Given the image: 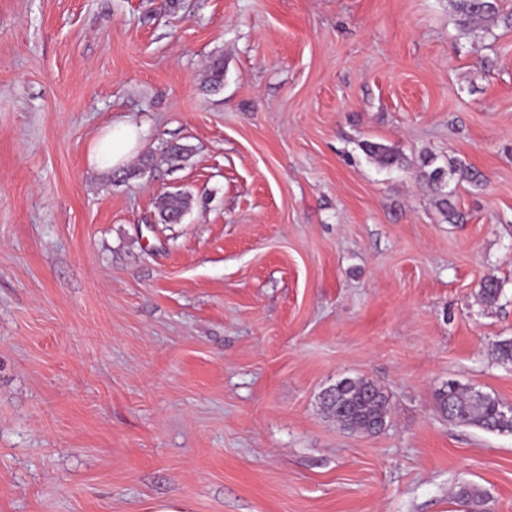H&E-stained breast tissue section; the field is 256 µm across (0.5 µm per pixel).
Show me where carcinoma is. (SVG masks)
Instances as JSON below:
<instances>
[{"mask_svg":"<svg viewBox=\"0 0 512 512\" xmlns=\"http://www.w3.org/2000/svg\"><path fill=\"white\" fill-rule=\"evenodd\" d=\"M458 21L459 37L469 35L473 26H480L484 32L492 33L491 26L498 18L509 22V14L502 11L497 0H453ZM365 152L383 167L398 166L401 157L390 147L380 143H367ZM191 149L180 143H171L165 149L164 160L178 166L186 161ZM426 166L432 167V162ZM428 182L441 191V204L445 206L448 220L455 218L450 202L452 192L444 191L453 178L469 181L475 185L482 181L479 171L464 164H455L446 170L432 167L424 173ZM190 196L183 192H170L160 196L158 216L162 223L171 224L175 219L183 218L190 208ZM501 294V285L493 277H486L479 286L478 296L485 305H494ZM323 410L345 430L364 433L378 432L377 426L382 419L389 417V399L371 380L366 378H344L327 390L320 397ZM437 406L448 421L458 426L475 427L489 432L512 433V416L503 414L502 405L493 396L458 382L450 383L437 392ZM456 499L463 505L487 512V498L478 489L463 485L456 493Z\"/></svg>","mask_w":512,"mask_h":512,"instance_id":"carcinoma-1","label":"carcinoma"}]
</instances>
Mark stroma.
<instances>
[{
	"instance_id": "35a3bbf8",
	"label": "stroma",
	"mask_w": 512,
	"mask_h": 512,
	"mask_svg": "<svg viewBox=\"0 0 512 512\" xmlns=\"http://www.w3.org/2000/svg\"><path fill=\"white\" fill-rule=\"evenodd\" d=\"M455 20L0 0V512H460L462 483L512 512V433L436 404L453 379L512 406V23L459 41ZM121 119L155 167L90 165ZM427 155L483 174L456 185L461 223ZM169 191L182 223L159 221ZM346 376L388 395L383 431L322 412ZM364 150L380 166L392 167L401 164V157L390 147L380 143H365ZM190 202V196L183 192L162 194L157 206L161 223L173 224L177 218L181 221L190 208Z\"/></svg>"
}]
</instances>
